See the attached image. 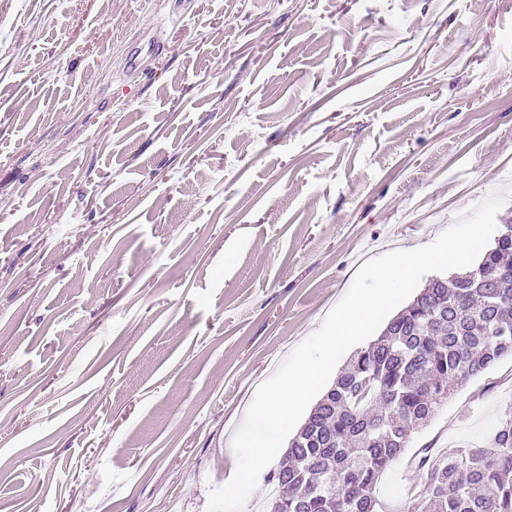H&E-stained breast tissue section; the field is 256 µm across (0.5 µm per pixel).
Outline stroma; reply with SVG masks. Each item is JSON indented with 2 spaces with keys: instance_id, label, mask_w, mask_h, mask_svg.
Masks as SVG:
<instances>
[{
  "instance_id": "35a3bbf8",
  "label": "stroma",
  "mask_w": 512,
  "mask_h": 512,
  "mask_svg": "<svg viewBox=\"0 0 512 512\" xmlns=\"http://www.w3.org/2000/svg\"><path fill=\"white\" fill-rule=\"evenodd\" d=\"M175 7L0 0V512H206L365 261L493 193L512 221V0ZM509 411L512 357L411 446ZM421 481L402 459L376 492Z\"/></svg>"
}]
</instances>
